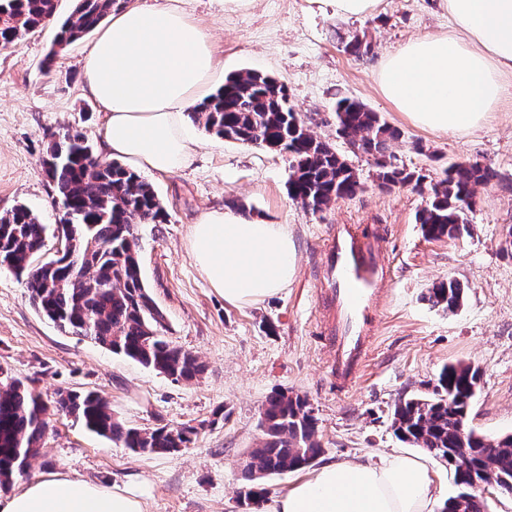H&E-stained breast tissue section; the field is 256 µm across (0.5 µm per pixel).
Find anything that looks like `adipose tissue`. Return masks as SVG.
Wrapping results in <instances>:
<instances>
[{
    "instance_id": "1",
    "label": "adipose tissue",
    "mask_w": 512,
    "mask_h": 512,
    "mask_svg": "<svg viewBox=\"0 0 512 512\" xmlns=\"http://www.w3.org/2000/svg\"><path fill=\"white\" fill-rule=\"evenodd\" d=\"M180 0H136L113 13L83 63V90L106 114L101 147L135 168L174 173L195 150L185 114L214 94L224 58L208 28ZM452 31L411 39L381 63V94L418 127L445 134L477 128L512 75V0H445ZM188 251L225 303L253 305L285 291L295 276L287 225L229 209L203 212ZM423 457L331 462L265 505L264 512H441ZM0 512H145L127 492L49 474L0 497Z\"/></svg>"
}]
</instances>
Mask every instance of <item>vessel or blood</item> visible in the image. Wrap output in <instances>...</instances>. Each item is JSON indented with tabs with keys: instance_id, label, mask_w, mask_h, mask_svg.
<instances>
[{
	"instance_id": "obj_1",
	"label": "vessel or blood",
	"mask_w": 512,
	"mask_h": 512,
	"mask_svg": "<svg viewBox=\"0 0 512 512\" xmlns=\"http://www.w3.org/2000/svg\"><path fill=\"white\" fill-rule=\"evenodd\" d=\"M323 274L333 311L332 373L342 384L363 366L376 297L388 276L378 239L361 226L337 225L324 252Z\"/></svg>"
}]
</instances>
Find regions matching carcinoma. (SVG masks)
Instances as JSON below:
<instances>
[{"mask_svg": "<svg viewBox=\"0 0 512 512\" xmlns=\"http://www.w3.org/2000/svg\"><path fill=\"white\" fill-rule=\"evenodd\" d=\"M128 0H76L59 24L49 57L98 28ZM57 0H0V47L17 48L32 32L56 21ZM206 132L228 141L288 157V191L292 200L314 213L331 202L355 196L360 174L332 145L313 135L289 103L286 86L275 77L247 70L224 79V86L188 113ZM336 137L353 152L370 157L378 186L421 187L422 176L397 163L390 144L402 133L363 102H336ZM97 153L82 133L52 140L42 165L56 191V202L72 224L71 244L62 256L40 265L35 258L49 240L48 225L24 206L0 215V262L26 280L34 305L61 330L87 338L173 380L191 381L204 372L192 353L174 346L160 324L164 316L149 296L141 273L135 221L163 224L167 215L154 187L118 161H93ZM498 178L477 161L451 164L431 185V194L416 213L425 238L458 239L469 233L468 212L476 188ZM465 298L455 280L440 281L426 294L433 307L453 313ZM479 369L446 365L433 392L399 400L392 427L403 441L442 461L454 448L469 455L456 458L455 476L482 478L484 469L512 481V435L490 439L468 426ZM56 410L74 416L88 431L122 444L138 454H172L187 447L192 427L128 428L112 415L108 401L96 392L59 393ZM48 403L0 369V488L27 473L40 453ZM262 443L245 463L250 484L239 505L248 512L265 495L260 479L304 468L318 457L317 419L308 400L277 391L262 405Z\"/></svg>", "mask_w": 512, "mask_h": 512, "instance_id": "obj_1", "label": "carcinoma"}]
</instances>
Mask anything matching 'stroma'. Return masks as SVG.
<instances>
[{
	"mask_svg": "<svg viewBox=\"0 0 512 512\" xmlns=\"http://www.w3.org/2000/svg\"><path fill=\"white\" fill-rule=\"evenodd\" d=\"M184 8L211 29L224 51L225 74L252 69L285 83L306 126L358 169L364 188L311 212L288 196L286 157L219 139L194 124L188 127L193 166L167 176L145 173L168 219L135 227L142 274L164 314L168 339L206 366L189 382L64 333L35 310L25 283L0 269L1 368L47 401L60 390L98 392L128 427L197 430L178 453L142 456L52 409L28 479L59 474L117 486L140 498L146 512H241L243 464L264 439L260 411L273 391L297 393L310 403L323 448L319 463L414 455L417 447L393 433V406L426 392L443 365L457 362L481 373L470 426L488 437L512 434V255L502 251L512 226V77L480 128L450 136L416 127L382 96L376 78L383 59L409 39L447 32L444 0H380L366 20L316 15L304 0H251L236 11L225 10L222 0H185ZM354 33L370 41L368 56L345 51L342 39ZM53 36L48 26L0 51V214L23 204L51 226L62 216L40 165L51 135L78 131L97 144L104 122L82 90L90 38L50 62ZM341 97L359 99L398 128L403 138L391 151L427 180L465 159L497 171V180L477 189L469 236H423L415 215L424 193L379 188L372 159L337 139L334 106ZM411 141L420 142L422 153L408 149ZM224 207L289 225L296 274L284 292L236 307L197 270L186 245L189 226L204 211ZM336 224L383 232L391 266L365 367L342 392L322 335L326 313L317 279L324 240ZM449 278L466 295L453 314L425 298L434 283Z\"/></svg>",
	"mask_w": 512,
	"mask_h": 512,
	"instance_id": "stroma-1",
	"label": "stroma"
}]
</instances>
